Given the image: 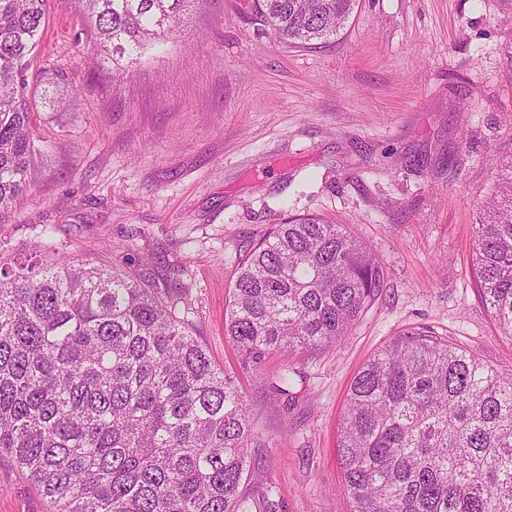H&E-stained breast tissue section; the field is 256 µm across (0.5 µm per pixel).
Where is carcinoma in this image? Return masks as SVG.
Segmentation results:
<instances>
[{
    "mask_svg": "<svg viewBox=\"0 0 512 512\" xmlns=\"http://www.w3.org/2000/svg\"><path fill=\"white\" fill-rule=\"evenodd\" d=\"M112 78L175 40L204 0H73ZM356 0H256L278 40L336 36ZM47 0H0V217L40 147L28 71ZM475 274L512 336V175L479 209ZM383 285L340 224H279L247 254L224 335L243 363L348 335ZM166 288L59 257L0 264V456L52 512H243L252 426ZM350 512H512V376L426 330L392 339L353 379L336 443Z\"/></svg>",
    "mask_w": 512,
    "mask_h": 512,
    "instance_id": "cac0c4a2",
    "label": "carcinoma"
}]
</instances>
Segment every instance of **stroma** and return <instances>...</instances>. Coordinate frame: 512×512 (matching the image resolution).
I'll return each mask as SVG.
<instances>
[{"instance_id": "35a3bbf8", "label": "stroma", "mask_w": 512, "mask_h": 512, "mask_svg": "<svg viewBox=\"0 0 512 512\" xmlns=\"http://www.w3.org/2000/svg\"><path fill=\"white\" fill-rule=\"evenodd\" d=\"M56 70L78 103H44ZM29 83L41 152L0 219V263L46 239L171 289L254 421L247 512H349L342 407L394 337L429 330L512 374V337L474 277L477 212L512 163V0H358L312 46L275 40L254 0H207L118 90L68 0H48ZM310 215L376 251L379 296L340 343L243 367L224 334L237 269L276 225ZM281 373L286 394L270 383ZM0 512H49L6 457Z\"/></svg>"}]
</instances>
